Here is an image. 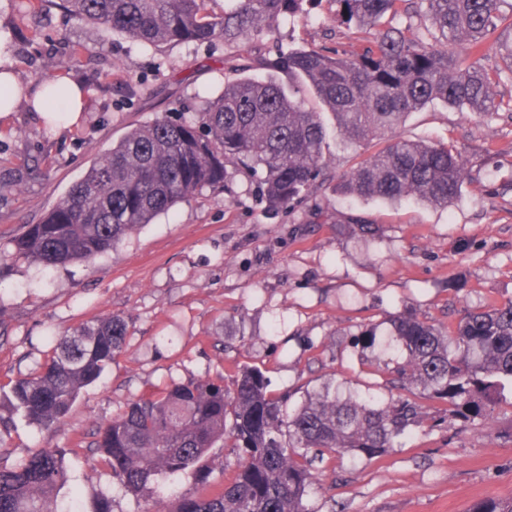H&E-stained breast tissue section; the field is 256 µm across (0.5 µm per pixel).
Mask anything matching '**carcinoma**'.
<instances>
[{"label": "carcinoma", "instance_id": "1", "mask_svg": "<svg viewBox=\"0 0 512 512\" xmlns=\"http://www.w3.org/2000/svg\"><path fill=\"white\" fill-rule=\"evenodd\" d=\"M209 0H59L68 14L145 45L233 41L295 16L303 0H227L213 14ZM337 20L358 47L278 48L242 68L244 76L199 101L193 119L167 115L129 131L96 158L37 224L14 240L16 253L46 268L86 263L142 224L203 189H224L227 164L255 178L258 197L275 215L331 184L322 113L307 104L309 86L336 120V140L362 147L387 143L340 175L337 194L390 202L413 200L448 208L466 183L456 146L397 134L409 113L435 103L460 111L498 110L491 89L512 73L479 61L497 43L500 0H335ZM422 13L438 49L385 18ZM264 69L265 76L250 74ZM52 90L45 122L60 114ZM127 323L107 315L52 338L40 371L15 380L0 405L43 427L58 424L82 388L98 382L121 352ZM386 349L399 355L388 369L399 391L386 400L343 392L332 381L291 396L268 391L264 374L240 368L233 388L224 378L172 383L130 399L98 426L92 446L126 491H150L161 473L196 467L214 448L237 458L231 480L206 497L184 496L173 512H311L317 484L312 462L352 454L385 455L423 421V402L449 408L464 422H489L495 400L512 386V300L469 311L445 330L410 313L390 322ZM68 484L65 450L44 448L19 464L0 461V512H75L60 499ZM470 512H512V498L482 500Z\"/></svg>", "mask_w": 512, "mask_h": 512}]
</instances>
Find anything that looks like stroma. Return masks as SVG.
<instances>
[{"label":"stroma","mask_w":512,"mask_h":512,"mask_svg":"<svg viewBox=\"0 0 512 512\" xmlns=\"http://www.w3.org/2000/svg\"><path fill=\"white\" fill-rule=\"evenodd\" d=\"M297 22L234 43L215 39L142 46L51 9L33 16L0 0V40L18 83L38 90L70 47L82 52L70 76L89 86L81 121L45 131L27 106L0 118V382L36 371L52 336L112 314L127 323L122 352L80 396L64 421L44 428L16 420L0 433L14 463L44 448L69 449L71 489L83 512H168L173 496L223 487L236 459L216 448L160 493L133 496L89 447L90 432L129 399L173 381L232 380L260 368L274 394L301 397L332 379L388 396L384 348L392 316L410 312L440 327L465 309L512 298V114L429 106L407 116L410 140L454 141L472 183L445 209L340 197L328 189L269 217L248 174L228 167L224 191L196 193L88 263L54 271L19 257L14 241L130 129L217 96L246 58L284 47L335 45L346 36L334 0H306ZM375 229L361 236L348 217ZM373 347H355L365 324ZM310 512H469L512 497V406L491 424L462 428L435 408L383 457L344 455L322 464Z\"/></svg>","instance_id":"obj_1"}]
</instances>
